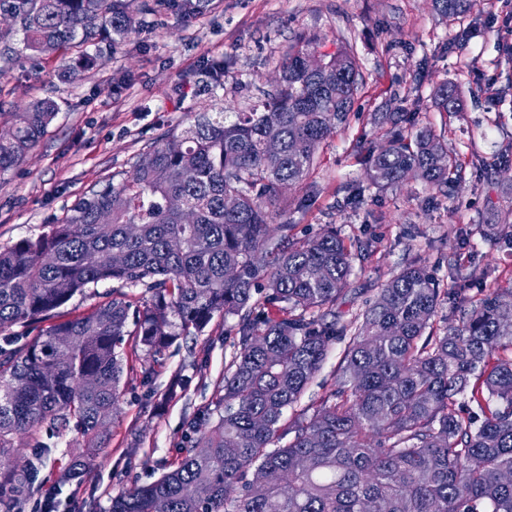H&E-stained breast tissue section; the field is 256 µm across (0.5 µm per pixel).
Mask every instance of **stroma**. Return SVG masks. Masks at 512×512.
<instances>
[{"label": "stroma", "mask_w": 512, "mask_h": 512, "mask_svg": "<svg viewBox=\"0 0 512 512\" xmlns=\"http://www.w3.org/2000/svg\"><path fill=\"white\" fill-rule=\"evenodd\" d=\"M10 22L0 51L11 49L10 72L0 78V129L7 113L46 96L59 111L25 161L0 177V246L34 238L59 223L91 187L129 171L167 130L212 111L193 74L226 61L224 104L245 110L272 90L279 62L298 37L321 50L350 42L362 65L355 116L320 150L311 180L312 206L290 213L300 228L335 225L347 239H370L336 310L351 319L376 286L412 260L448 282V261L461 257L498 287L512 289V240L481 239L477 225L512 224V0H473L470 12L443 17L432 0H210L184 21L159 9L121 44L103 48L100 64L69 82L56 59L19 51ZM455 83L462 112L441 116L430 101L443 82ZM420 98L421 113L442 129L460 165L453 196L432 201L417 180L374 196L360 209L344 204L336 188L365 181L355 140H377L370 117L392 99ZM231 337L222 319L206 335L170 346L152 385L129 373L120 410L109 423L94 468L80 488L59 484L61 467L84 442L70 431L51 438L40 478L55 493L54 512H103L121 484L149 482L172 461L189 417H205L230 359Z\"/></svg>", "instance_id": "1"}]
</instances>
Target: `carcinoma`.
Instances as JSON below:
<instances>
[{"label":"carcinoma","mask_w":512,"mask_h":512,"mask_svg":"<svg viewBox=\"0 0 512 512\" xmlns=\"http://www.w3.org/2000/svg\"><path fill=\"white\" fill-rule=\"evenodd\" d=\"M168 2L194 18L208 0ZM434 4L455 17L470 0ZM153 11L147 0H0L22 49L61 58L73 78L97 63L100 43L125 39ZM316 50V40L299 38L275 89L249 110L221 107L175 126L150 145L149 164L89 190L40 236L0 247V512H23L43 488L44 443L34 432L81 434L86 448L65 478L82 482L120 409L125 372L137 362L151 385L169 344L203 334L216 317L234 320L233 352L209 428L190 422L176 462L119 490L107 512H512V356L499 354L512 351V290L484 282L470 295L476 272L456 262L442 288L413 261L344 323L336 302L371 242L348 243L331 225L299 237L288 221L274 223L308 205L317 153L347 124L362 81L347 42L324 56L319 75L307 74L304 58ZM193 82L217 97L224 62L205 63ZM420 102L379 113L382 145H353L365 154L368 186L348 203L400 186L410 169L430 199L451 195L457 162L420 119ZM433 106L460 112L456 87L442 83ZM57 112L48 97L11 113L0 176ZM284 185L305 193L291 200ZM227 194L236 196L231 209ZM102 281L119 287L62 318L73 296ZM127 288L144 289L145 305ZM445 303L458 322L440 332ZM15 327L37 334L21 343ZM342 336L336 389L301 406ZM465 393L478 411L458 401ZM18 435L33 438L25 458Z\"/></svg>","instance_id":"1"}]
</instances>
